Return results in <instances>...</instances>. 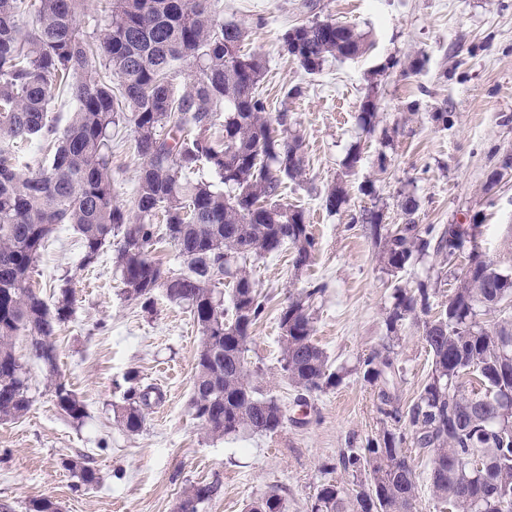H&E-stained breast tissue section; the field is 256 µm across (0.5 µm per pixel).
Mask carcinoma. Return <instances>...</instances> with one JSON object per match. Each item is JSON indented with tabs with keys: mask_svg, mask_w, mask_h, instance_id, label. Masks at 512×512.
I'll use <instances>...</instances> for the list:
<instances>
[{
	"mask_svg": "<svg viewBox=\"0 0 512 512\" xmlns=\"http://www.w3.org/2000/svg\"><path fill=\"white\" fill-rule=\"evenodd\" d=\"M85 2L38 0L25 29L19 19L29 12L28 0H0V420L18 419L32 404L26 367L14 349L19 336L27 337L60 413L72 420L85 415L60 373L53 342L73 314L72 289L62 286L51 309L29 284L45 240L69 224L82 240L73 275L112 247L126 298L148 309L161 292L193 315L202 343L189 405L206 436L275 433L284 410L263 392V373L247 355L250 330L267 308L247 260L287 246L295 269L311 261L315 239L304 210L280 202L286 182L305 171L302 136L288 122V110L267 113L259 91L266 61L242 50L245 30L220 19L217 0H112L109 22L93 42L79 20ZM282 49L314 74L330 57L361 53L363 37L333 19L312 20L288 29ZM178 64L193 69L180 94L171 82ZM104 72L118 79L119 94L102 79ZM63 96L75 108L60 129L48 112ZM125 119L143 160L131 211L112 193V128ZM358 121L368 133L379 126L372 90ZM217 125L222 137L215 139ZM35 140L50 146L52 157L26 173L18 152ZM200 167L214 180L186 179L185 171ZM346 199L336 185L325 207L335 212ZM400 208L405 222L392 227L375 209L356 219L370 226L389 271H402L430 251L451 265L466 235L474 240L472 268L461 269L433 316L427 283L394 288L388 330L423 314V340L433 356L428 380L404 412L410 434L385 428L367 447L349 449L340 464L360 479L355 500L326 484L311 512H412L417 480L403 453L408 439L428 458L431 490L450 512H512V319L501 315L502 303L512 300V273L481 253L478 225L423 228L410 194ZM160 236L183 257L180 272L150 257ZM224 284L226 299L215 293ZM321 291L319 284L302 290L279 314L282 377L306 393L341 380L312 340L311 300ZM363 365L369 383L393 382L403 373L389 345ZM127 382L117 420L134 435L161 394L141 385L134 371ZM473 455L482 463L476 472L464 465ZM219 492L217 483H198L183 499L198 512ZM245 512H287V506L274 491L261 504L251 501Z\"/></svg>",
	"mask_w": 512,
	"mask_h": 512,
	"instance_id": "cac0c4a2",
	"label": "carcinoma"
}]
</instances>
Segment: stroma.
Instances as JSON below:
<instances>
[{
    "label": "stroma",
    "instance_id": "stroma-1",
    "mask_svg": "<svg viewBox=\"0 0 512 512\" xmlns=\"http://www.w3.org/2000/svg\"><path fill=\"white\" fill-rule=\"evenodd\" d=\"M219 10L224 21L245 26V51L266 61L268 110L287 109L306 152L303 177L287 182L283 197L308 217L316 242L312 262L295 271L286 248L251 264L267 309L251 330L248 359L283 406L284 425L273 434L206 437L188 406L201 343L189 309L161 295L148 310L127 299L108 248L84 275L69 278L81 242L63 225L30 283L50 305L62 284L73 290V314L55 341L62 375L86 415L76 421L60 414L40 364L18 339L15 352L26 365L33 403L23 417L0 420V512H27L40 497L61 512H175L184 490L199 482L219 483L221 492L198 512H243L272 490L286 499L288 512H310L324 484L353 491L342 453L396 426L380 411L378 386L364 380L363 360L392 344L403 369L397 390L403 409L431 373L420 321L406 319L397 341L387 339L394 288L428 283L437 307L461 271L432 254L402 272L387 271L355 216L375 209L386 223H402L400 200L414 193L421 226L478 223L483 253L512 271V177L483 190L496 159L512 153V0H220ZM325 19L364 35L368 48L309 74L284 54L281 38L292 26ZM414 60L420 69L412 73ZM372 89L380 124L368 134L357 115ZM436 112L447 113L448 123H436ZM355 148L361 160L349 171L345 158ZM141 165L133 127L121 122L112 131L117 204L133 206ZM339 183L347 201L331 212L325 196ZM312 284L323 287L310 310L313 341L342 381L303 396L280 375L279 314L290 294ZM132 370L164 395L136 435L114 413ZM83 466L95 470L97 485H82Z\"/></svg>",
    "mask_w": 512,
    "mask_h": 512
}]
</instances>
